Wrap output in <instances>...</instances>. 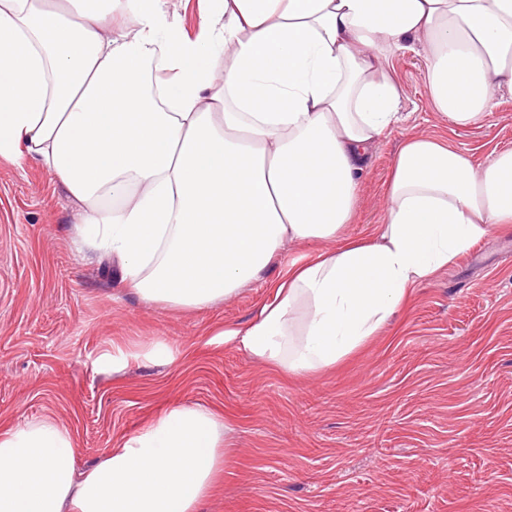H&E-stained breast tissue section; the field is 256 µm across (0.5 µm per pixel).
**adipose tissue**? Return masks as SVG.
Here are the masks:
<instances>
[{"instance_id":"1","label":"adipose tissue","mask_w":512,"mask_h":512,"mask_svg":"<svg viewBox=\"0 0 512 512\" xmlns=\"http://www.w3.org/2000/svg\"><path fill=\"white\" fill-rule=\"evenodd\" d=\"M0 0V158L38 161L126 287L199 309L255 281L287 243H322L242 330L221 331L282 375L329 367L413 288L512 229V151L478 169L447 139L405 135L383 217L343 229L355 176L401 114L384 64L420 46L428 103L458 128L512 90V0H203L187 39L165 0ZM135 28L113 34L118 16ZM233 424L169 408L76 465L50 419L0 431V512H198Z\"/></svg>"}]
</instances>
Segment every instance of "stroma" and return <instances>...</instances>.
<instances>
[{"label":"stroma","mask_w":512,"mask_h":512,"mask_svg":"<svg viewBox=\"0 0 512 512\" xmlns=\"http://www.w3.org/2000/svg\"><path fill=\"white\" fill-rule=\"evenodd\" d=\"M426 57L388 69L404 122L369 151L349 237L382 218L397 145L447 136L475 167L512 150V94L482 126L452 130L427 102ZM77 206L34 161L0 159V430L50 418L85 467L160 412L198 404L229 417L235 454L201 512H512V232L491 235L419 284L376 336L336 365L283 378L233 343L309 245L285 244L260 279L194 310L125 288L78 236ZM173 345L168 364L115 372L112 347Z\"/></svg>","instance_id":"stroma-1"}]
</instances>
